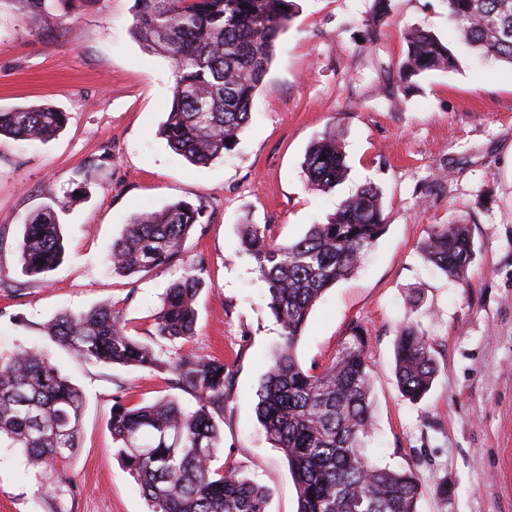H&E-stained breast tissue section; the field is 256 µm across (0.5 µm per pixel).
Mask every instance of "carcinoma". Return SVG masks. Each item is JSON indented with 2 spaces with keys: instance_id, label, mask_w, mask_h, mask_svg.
<instances>
[{
  "instance_id": "obj_1",
  "label": "carcinoma",
  "mask_w": 512,
  "mask_h": 512,
  "mask_svg": "<svg viewBox=\"0 0 512 512\" xmlns=\"http://www.w3.org/2000/svg\"><path fill=\"white\" fill-rule=\"evenodd\" d=\"M46 20L70 0H15ZM134 36L175 66L173 98L159 134L196 166L224 157L250 121L279 36L296 15L295 0H135ZM459 39L481 57L512 65V0H448ZM399 65L406 78L456 67L454 55L433 32L406 33ZM66 114L47 105L0 112V135L42 140L59 132ZM306 186L329 192L347 176L344 147L330 129L309 145ZM53 201L22 225L18 251L24 272L46 282L62 260V224ZM205 216L202 205L177 201L134 215L112 243V273L131 277L163 268L183 255L185 242ZM387 229L381 190L358 187L337 211L292 243L246 224L242 252L265 283L281 342L256 391V414L273 446L281 449L297 490V512H418L422 494L411 470L376 465L364 452L372 424L367 337L353 328L335 357L305 370L297 345L309 313L323 293L354 274ZM424 257L458 283L468 284L474 243L466 224H436L421 243ZM206 269L189 262L171 284L155 318V335L174 343L194 336L196 298ZM54 342L105 365L166 373L189 394L139 405L117 395L108 426L116 453L134 478L149 512H267V489L234 468H213L224 443V404L231 382L224 361L195 354L165 355L128 334L109 303L82 313L63 311L45 326ZM401 394L413 401L432 388L438 364L429 337L402 326L394 348ZM85 396L48 358L20 350L0 361V445L22 449L36 472L55 468L78 448Z\"/></svg>"
}]
</instances>
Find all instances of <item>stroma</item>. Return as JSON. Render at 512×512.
Wrapping results in <instances>:
<instances>
[{
  "label": "stroma",
  "mask_w": 512,
  "mask_h": 512,
  "mask_svg": "<svg viewBox=\"0 0 512 512\" xmlns=\"http://www.w3.org/2000/svg\"><path fill=\"white\" fill-rule=\"evenodd\" d=\"M296 4L239 144L204 167L159 134L173 62L135 39V0H72L63 21L50 25L16 0L0 5V109L47 104L68 116L45 141L0 136V356L38 349L86 396L79 446L56 469L34 472L19 449L0 447V512H147L114 454L107 417L114 396L136 404L171 393L166 375L83 361L43 327L59 312L106 301L129 335L149 341L161 297L185 261L121 277L107 256L134 214L178 200L205 207L185 260H204L208 270L196 333L179 351L223 360L232 378L216 463L266 487L268 512H297L285 455L256 417L255 392L280 328L252 258L240 250V230L260 224L278 242L299 240L367 183L383 193L387 231L359 270L315 303L298 360L306 369L327 365L362 326L372 461L418 474V512H512V484L500 477L512 455V66L458 42L447 0H391L372 31L365 21L373 0ZM416 27L448 46L453 70L399 79L404 34ZM329 128L349 174L316 192L302 162ZM53 196L66 202L65 255L45 287L25 274L17 242L22 224ZM435 224L470 225L468 287L421 256ZM406 323L432 339L438 363L417 403L401 395L394 371ZM441 483L444 501L434 493Z\"/></svg>",
  "instance_id": "obj_1"
}]
</instances>
